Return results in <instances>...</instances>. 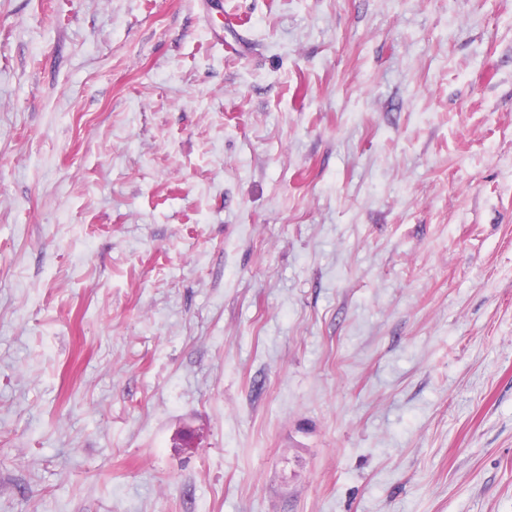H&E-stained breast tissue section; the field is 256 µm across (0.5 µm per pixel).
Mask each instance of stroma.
<instances>
[{"mask_svg": "<svg viewBox=\"0 0 512 512\" xmlns=\"http://www.w3.org/2000/svg\"><path fill=\"white\" fill-rule=\"evenodd\" d=\"M0 512H512V0H0Z\"/></svg>", "mask_w": 512, "mask_h": 512, "instance_id": "1", "label": "stroma"}]
</instances>
